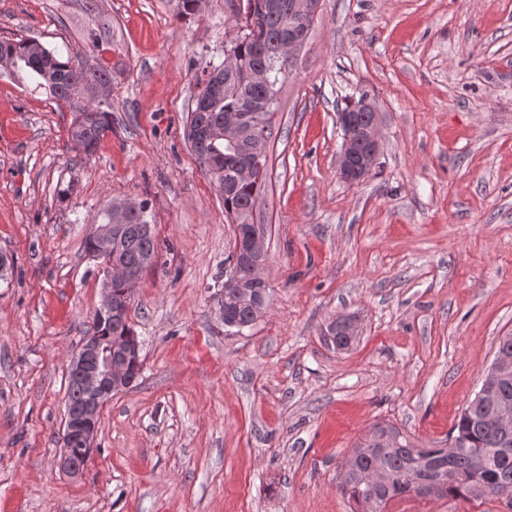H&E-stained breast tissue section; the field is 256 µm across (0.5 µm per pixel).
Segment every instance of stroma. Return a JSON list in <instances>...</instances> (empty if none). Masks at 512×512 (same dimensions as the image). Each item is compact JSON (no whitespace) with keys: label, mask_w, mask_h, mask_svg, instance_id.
Segmentation results:
<instances>
[{"label":"stroma","mask_w":512,"mask_h":512,"mask_svg":"<svg viewBox=\"0 0 512 512\" xmlns=\"http://www.w3.org/2000/svg\"><path fill=\"white\" fill-rule=\"evenodd\" d=\"M0 0V40L66 55L112 23V129L0 69V512H351L341 463L387 421L443 441L512 332V0H321L279 85L265 190L268 307L225 327L235 226L184 140L196 76L239 0ZM367 98L380 154L342 180L338 114ZM148 205L156 264L128 315L141 375L100 414L81 476L59 466L67 373L102 301L84 248L104 210ZM357 319L349 349L326 340ZM387 512H508L397 498Z\"/></svg>","instance_id":"obj_1"}]
</instances>
